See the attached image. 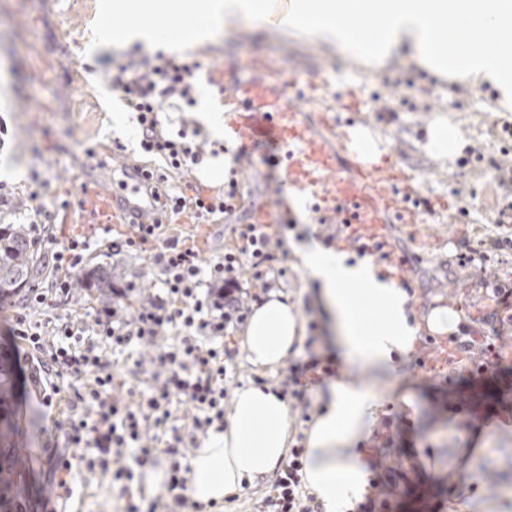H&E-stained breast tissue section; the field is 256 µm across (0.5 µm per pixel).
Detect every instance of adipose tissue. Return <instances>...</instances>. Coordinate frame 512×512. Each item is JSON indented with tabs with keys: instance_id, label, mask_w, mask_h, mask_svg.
<instances>
[{
	"instance_id": "obj_1",
	"label": "adipose tissue",
	"mask_w": 512,
	"mask_h": 512,
	"mask_svg": "<svg viewBox=\"0 0 512 512\" xmlns=\"http://www.w3.org/2000/svg\"><path fill=\"white\" fill-rule=\"evenodd\" d=\"M152 15L155 24L118 34L104 24L101 47L139 42L149 48L160 41L177 46L190 37L209 39L220 23L230 28L247 20L274 22L370 68L410 48L435 74L488 82L501 106L512 105V64L503 53L512 44V0H289L283 11L275 10L272 0H154ZM488 30L494 38L475 48L473 33ZM465 146L451 119L426 129L424 147L437 158L459 156ZM295 252L320 284L318 302L329 315L333 343L364 375L330 385L325 412L306 432L302 482L323 512H355L369 492L364 444L380 424L383 397L376 384L395 374L419 327L408 322V295L395 283L380 281L367 261L350 262L348 254L315 242ZM305 333L300 301L272 291L253 304L240 346L253 367L272 369L300 348ZM290 426V408L279 394L252 383L238 388L227 427L193 451L188 496L220 503L244 485L273 477L288 456ZM491 440L487 434L471 442L466 434L449 432L464 490L453 504L455 512H512L511 490L488 500L470 491L481 482L479 462Z\"/></svg>"
}]
</instances>
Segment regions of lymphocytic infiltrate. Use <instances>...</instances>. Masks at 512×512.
Masks as SVG:
<instances>
[{"mask_svg": "<svg viewBox=\"0 0 512 512\" xmlns=\"http://www.w3.org/2000/svg\"><path fill=\"white\" fill-rule=\"evenodd\" d=\"M198 62L156 56L116 65L107 78L127 106L137 114L140 146L173 169L189 170L204 154L201 143L187 130L170 136L159 114L172 99L193 103L192 79ZM162 280V294L151 307L118 318L115 309H105L93 324L66 317L47 324L17 315L11 333L40 355L48 357L56 371L82 380L79 399L85 408L71 427L72 447L96 449L111 457L131 447L137 464L156 457L152 443L143 439L144 423L166 425L173 397L194 410L192 431L205 434L224 421V350L217 347L235 302L239 256L225 253L202 262L197 252L178 238H166L155 255ZM181 325L184 334L158 356L163 369L155 376L149 395L137 404L112 395V370L98 352L100 344L124 347L132 341L151 340L168 327ZM213 339L212 347H201L200 338ZM302 449L295 448L276 480V496L265 499L267 512H317L301 491Z\"/></svg>", "mask_w": 512, "mask_h": 512, "instance_id": "1", "label": "lymphocytic infiltrate"}]
</instances>
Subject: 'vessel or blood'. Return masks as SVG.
Segmentation results:
<instances>
[{
  "label": "vessel or blood",
  "mask_w": 512,
  "mask_h": 512,
  "mask_svg": "<svg viewBox=\"0 0 512 512\" xmlns=\"http://www.w3.org/2000/svg\"><path fill=\"white\" fill-rule=\"evenodd\" d=\"M240 96L245 110L238 113L232 128L241 141H249L251 134L263 131L290 148L280 186L320 199L326 223L336 227L339 246L360 250L378 260L391 256L393 224L408 226L419 221L407 205L416 193L414 183L401 181L399 171L391 167L340 169L334 126L325 119L316 130L300 121L296 108L282 105L275 87L257 82L243 87ZM123 175L127 196L95 202L100 211L111 215L115 230L121 232L126 231L131 219H145L154 211L152 201L140 192L142 172L127 169ZM391 266L401 284L412 281L406 258H392ZM421 354L426 368L437 371L447 366L452 351L445 341L430 336L422 343Z\"/></svg>",
  "instance_id": "obj_1"
}]
</instances>
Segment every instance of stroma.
<instances>
[{"mask_svg":"<svg viewBox=\"0 0 512 512\" xmlns=\"http://www.w3.org/2000/svg\"><path fill=\"white\" fill-rule=\"evenodd\" d=\"M103 0H0V117L8 126L0 146V224L35 220L48 235L38 242V267L29 287L11 305L0 308V353L12 355L15 339L9 330L16 314L24 312L41 321L72 315L93 321L105 305L118 316L133 314L154 297L161 272L154 265L152 246L125 254L113 251L124 233L99 228L88 233V196L118 194L121 165L143 166L148 159L139 147V128L106 72L113 64L144 55L143 45L97 47ZM173 57L192 58L202 68L194 84V106L183 113L165 107L163 121L170 131L181 123H197L202 111L223 113L232 121L226 101L233 86L264 78L283 93L284 103L301 109L310 124L322 117L336 123L338 132L356 125L377 131L385 155L396 170L411 176L419 195L412 202L420 221L395 231L399 251L415 264V279L406 292L407 315L418 323L443 299L462 315L459 333L447 341L456 357L446 370H427L418 350L405 356L398 390H413L415 410H400L385 401L381 426L368 440V500L373 512H416L417 495L447 505L456 485L451 477L432 478L414 463L419 449L428 447L435 424L448 430H476L499 418H512V304L500 303L498 289H512V247L492 251L487 263L461 264L468 248L489 239H512V223L498 221L497 172L492 163L512 141H501L503 122L512 112L495 111L496 93L488 85L451 82L430 74L410 55L373 70L361 62L316 44L302 35L285 32L274 23L246 22L238 28L219 29L201 44L185 43ZM361 109L348 111L351 98ZM460 125L469 149L453 162L443 163L423 145L427 126L438 115ZM126 147L123 163L112 160L114 142ZM250 159L237 162L241 204L232 214L215 217V231L202 260L242 246V232L253 222V212L270 208L275 192V170L288 161V147L256 135ZM290 223L271 215L263 229L273 239V258L261 270L243 256L237 297L242 309L261 301L271 289L291 292L302 302L306 338L296 353L271 371L257 373L242 358L237 340L243 323L234 321L224 331V388L233 392L246 383L271 385L286 399L293 416L289 445H303L304 432L322 405L330 383L357 380L361 374L327 339V316L313 302L314 280L294 245L318 242L331 249V225L320 223L318 202L311 195L291 192ZM85 242L79 272L104 266L112 270L113 287L122 296L104 303L97 290L72 288L69 295H49L44 305L30 307L33 290L46 291L55 276L53 255L71 241ZM497 337L504 346L486 381L469 379V353L484 337ZM174 334L158 336L151 344L111 354L114 395L134 403L149 394L156 367L154 358ZM80 381L67 374L41 371L37 383L19 390L13 405L17 439L24 450L22 482L28 495L25 512H124L128 497L165 504L166 487L148 491L143 468L132 480L114 481L102 472L95 449L73 448L68 443L70 424L80 410L75 395ZM481 492L496 497L512 489V440L503 439L488 449L482 466Z\"/></svg>","mask_w":512,"mask_h":512,"instance_id":"35a3bbf8","label":"stroma"}]
</instances>
